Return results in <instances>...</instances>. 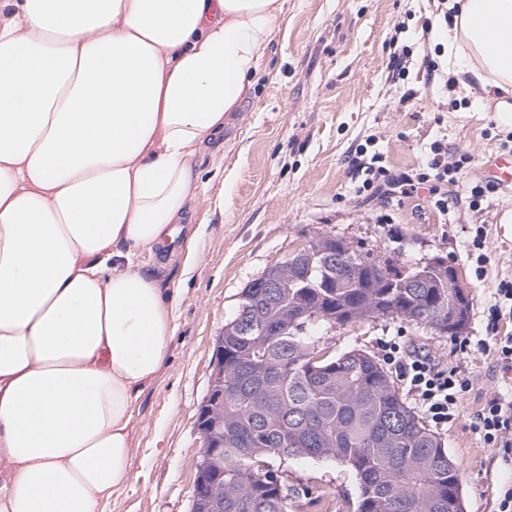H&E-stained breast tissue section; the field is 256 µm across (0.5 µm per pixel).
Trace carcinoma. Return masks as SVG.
Masks as SVG:
<instances>
[{"label":"carcinoma","instance_id":"obj_1","mask_svg":"<svg viewBox=\"0 0 512 512\" xmlns=\"http://www.w3.org/2000/svg\"><path fill=\"white\" fill-rule=\"evenodd\" d=\"M332 257L294 252L265 275L273 290L249 282V321L280 336L254 331L224 335L217 346L224 396L201 407L199 429L218 448L203 470L206 483L224 490V512H288V494L248 465L278 455L332 461L359 481L356 512H466L456 463L435 433L406 405L390 374L374 357L352 349L312 370L314 337L294 317L310 310L317 325L389 317L448 331V263L441 259L406 273L332 233L318 235ZM359 256L353 268L336 257ZM272 292L267 296L266 292Z\"/></svg>","mask_w":512,"mask_h":512}]
</instances>
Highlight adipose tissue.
<instances>
[{"label": "adipose tissue", "mask_w": 512, "mask_h": 512, "mask_svg": "<svg viewBox=\"0 0 512 512\" xmlns=\"http://www.w3.org/2000/svg\"><path fill=\"white\" fill-rule=\"evenodd\" d=\"M286 0H0V512H96L174 301L189 157L231 121ZM449 50L512 131V0H455Z\"/></svg>", "instance_id": "obj_1"}]
</instances>
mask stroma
Masks as SVG:
<instances>
[{
	"mask_svg": "<svg viewBox=\"0 0 512 512\" xmlns=\"http://www.w3.org/2000/svg\"><path fill=\"white\" fill-rule=\"evenodd\" d=\"M439 15L437 0H287L234 119L190 159L198 188L174 249L139 256L159 287L179 291L178 318L164 365L131 407L133 479L97 512H190L217 339L249 282L326 232L397 267L440 257L458 270L472 298L464 335L386 318L315 333L332 354L356 348L385 363L414 410L419 404L388 363L386 342L465 373L472 386L460 416L433 431L460 469L467 512H498L500 492L512 484V447L485 445L476 415L489 398L512 392V374L463 338L512 336V315L493 311L498 288L512 284V235L499 231L512 210V182L470 203L494 159L512 154V132L501 131L462 60L444 51ZM436 142L460 166L447 211L425 189L385 206L358 193L355 158L374 156L412 175ZM479 229L481 251L471 245ZM286 467L290 512H315L308 493L322 487L336 492L331 512H355L358 481L348 468L307 459Z\"/></svg>",
	"mask_w": 512,
	"mask_h": 512,
	"instance_id": "35a3bbf8",
	"label": "stroma"
}]
</instances>
